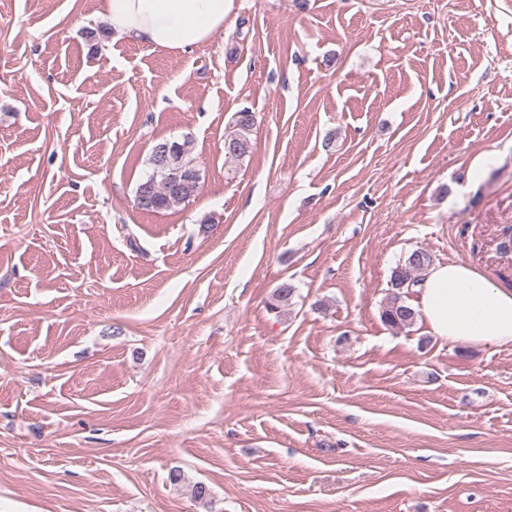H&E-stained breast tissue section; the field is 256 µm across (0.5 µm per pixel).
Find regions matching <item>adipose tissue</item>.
I'll use <instances>...</instances> for the list:
<instances>
[{
    "instance_id": "adipose-tissue-1",
    "label": "adipose tissue",
    "mask_w": 512,
    "mask_h": 512,
    "mask_svg": "<svg viewBox=\"0 0 512 512\" xmlns=\"http://www.w3.org/2000/svg\"><path fill=\"white\" fill-rule=\"evenodd\" d=\"M230 0H101L120 38L183 53L223 31ZM415 305L433 336L474 346H512V289L462 262L429 267Z\"/></svg>"
}]
</instances>
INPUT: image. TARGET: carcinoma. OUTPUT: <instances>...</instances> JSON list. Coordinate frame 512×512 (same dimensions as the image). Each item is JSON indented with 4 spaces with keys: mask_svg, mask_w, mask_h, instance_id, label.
Wrapping results in <instances>:
<instances>
[{
    "mask_svg": "<svg viewBox=\"0 0 512 512\" xmlns=\"http://www.w3.org/2000/svg\"><path fill=\"white\" fill-rule=\"evenodd\" d=\"M256 124L254 113L243 109L234 114L232 131L224 137V156L232 160H242L253 149L252 132ZM174 146L182 167L192 168L187 157V143L171 139H161L152 146L149 155L151 173L137 185V190L149 197L151 211L159 212L173 209L188 201L199 187V178L187 176L176 179L169 171L157 166L155 154L159 147ZM432 258L424 249H415L397 264L391 274L393 294L382 307L381 319L385 325L394 329L412 326L418 312L410 306L404 295L413 292L422 280L423 273L431 266ZM296 288L288 281L281 282L272 292L268 308L278 314L292 304Z\"/></svg>",
    "mask_w": 512,
    "mask_h": 512,
    "instance_id": "carcinoma-1",
    "label": "carcinoma"
}]
</instances>
